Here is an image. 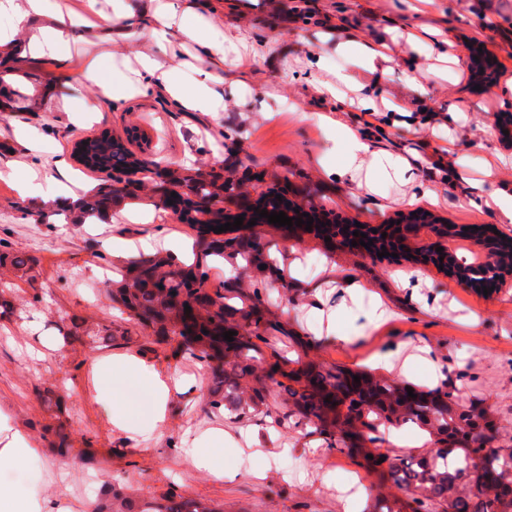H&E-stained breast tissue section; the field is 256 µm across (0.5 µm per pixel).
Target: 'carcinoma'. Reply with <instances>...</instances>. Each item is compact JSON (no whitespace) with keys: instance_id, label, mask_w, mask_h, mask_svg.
Wrapping results in <instances>:
<instances>
[{"instance_id":"1","label":"carcinoma","mask_w":512,"mask_h":512,"mask_svg":"<svg viewBox=\"0 0 512 512\" xmlns=\"http://www.w3.org/2000/svg\"><path fill=\"white\" fill-rule=\"evenodd\" d=\"M74 155L88 168L109 173L94 194L81 201L83 215L101 216L104 209L134 197L152 181L156 206L170 210L195 231L190 261L178 262L160 252L142 253L106 281L107 299L128 314L129 320L155 337L176 342L173 355L199 360L214 375L209 405L250 417L262 413L284 427L305 426V435L318 436L329 448L347 451L366 470L377 474L394 493L378 498L373 512H512V448L494 446L500 427L473 400L459 396L448 383L413 390L396 379L376 377L362 370L326 366L313 360L289 359L274 350L263 354L268 335L280 333L308 352L320 342L288 332L281 316L271 309L262 284L300 293L275 266L273 246L244 231L226 238L210 227L241 216L243 223L267 219L259 211H292L314 219L311 234L323 237L321 223L336 224V214L315 200L304 210L288 198L290 180L279 181L257 198L241 192L240 182L221 171L201 167L187 173L156 159L138 156L122 140L104 132L79 140ZM177 197H171V193ZM281 199H276V196ZM173 204H167L168 200ZM232 204L235 210L224 207ZM233 253L256 273L252 288L241 285L209 288V271L224 253ZM16 271L34 269L38 259L25 254L0 255V266ZM266 269H260V266ZM191 311L185 312L184 306ZM235 331L234 341L223 333ZM201 339H196V336ZM360 377L355 382L354 377ZM285 395V411L269 406L272 389ZM414 425L429 437L416 455L384 451V431ZM372 458H367V455ZM94 512H218L209 505L173 493L160 497L112 490V500L98 502Z\"/></svg>"}]
</instances>
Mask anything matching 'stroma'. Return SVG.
I'll use <instances>...</instances> for the list:
<instances>
[{
	"label": "stroma",
	"mask_w": 512,
	"mask_h": 512,
	"mask_svg": "<svg viewBox=\"0 0 512 512\" xmlns=\"http://www.w3.org/2000/svg\"><path fill=\"white\" fill-rule=\"evenodd\" d=\"M237 0H221L219 21L239 27L254 38L273 40L276 49L259 59L252 74L224 72V109L201 124L156 98L135 97L86 117L66 111L56 101L50 118L25 105L26 82L66 83L50 62L38 60L17 77L12 111L0 112V169L23 159L31 148L42 156L64 152L70 156L71 178L79 185H97L104 172L86 168L72 153L75 142L106 132L126 137L138 128L150 140L149 151L165 163L183 169L200 163L220 165L235 157L233 179L244 189L258 192L262 182L291 173L297 190L319 189L321 202L337 215L363 224H380L404 211L403 200L417 195L418 209L448 223L485 226L512 236V223L481 205L471 192L475 180L491 178L512 188V167H493L495 153L512 147L503 141L498 116L512 114L498 87L512 82V0H252L240 10ZM420 21L441 29L448 52L455 56L457 80L442 70L432 71L425 90L405 86L401 72L412 56L406 32ZM383 40L390 46L391 70L384 79L386 92L403 100L405 113H386L387 132H380L373 116L351 112L345 119L367 132L371 150L397 148L413 154L412 182L378 183L373 189L343 186L330 175L337 160L331 152L332 131L309 117L328 110L331 99L315 95L307 84V57L319 53L325 67L344 69L358 81L366 76L337 46L349 34ZM499 64L498 78L483 90L471 79L470 55L474 48ZM463 106L460 122L446 120L449 110ZM223 125L225 142H212L213 125ZM23 199L14 181L0 179V252H22L37 257L33 270H0V298L11 302V313L0 316V421L20 430L41 450L39 473L28 476L31 489L50 497L56 485L93 506L95 481L127 492L158 496L183 494L223 508L224 512H343L351 478L369 488H380L377 475L335 449L320 448L318 437L302 429H272L269 418L251 420L256 445L276 449L274 458L259 461L267 477L258 481L241 474L232 482H217L180 463L175 448L186 431L213 426L226 429L234 420L221 417L208 404L211 371L192 358H172L169 345L156 342L146 331L113 309L100 276L104 267L129 257L127 241L152 232L149 224L117 218L103 224H80L72 211L55 200L40 211H22ZM300 265L294 276L314 280L324 261L342 272L362 277L369 294L347 301L338 309L330 345L316 357L326 365L373 370L374 352L405 345L415 357L409 383L431 389L428 362L417 357L429 347L444 364L459 395L480 399L500 423L498 446H512V279L483 293L461 285L433 265L405 259H369L330 248L306 235L293 239ZM420 273L417 294L398 288L404 272ZM384 303L390 319L369 325L368 313ZM107 326L109 343H90L88 333ZM139 353L152 363L202 375L203 390L175 400L164 427H153L144 400L134 404L137 427L146 432L143 452L131 449L113 435L102 407L85 393L94 379V365L107 355ZM64 425L70 456L66 473L46 426ZM93 452L98 464L86 468L82 452ZM332 475L322 486V475Z\"/></svg>",
	"instance_id": "35a3bbf8"
}]
</instances>
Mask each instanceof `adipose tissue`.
<instances>
[{
    "mask_svg": "<svg viewBox=\"0 0 512 512\" xmlns=\"http://www.w3.org/2000/svg\"><path fill=\"white\" fill-rule=\"evenodd\" d=\"M214 0H117L106 11L102 0H0V79L10 80L14 62L43 59L63 70L76 69L91 97L70 101V112H100L131 95H152L179 112L212 115L224 109V69L250 74L261 56L274 51L270 41L249 44L241 29H224L214 22ZM428 26L413 29L409 40L416 55L403 70L407 86L420 85L429 62L448 55L447 40H432ZM135 41V62L118 70L117 49ZM342 53L356 58L371 83L358 99H338L330 115L318 122L332 126L341 160L334 168L345 185L372 187L378 179H403L411 167L406 156L389 150L371 151L365 137L341 119L342 113L375 112L381 94L380 79L388 73L389 47L382 41L348 37ZM124 378L144 387L154 425L165 424L173 401L186 391L203 386L201 377L148 363L135 355L102 358L93 382L94 397L104 401L114 381ZM253 446L251 426L240 421L233 430L213 427L183 441L181 459L194 471L217 480L235 477L224 464L225 442ZM39 453L29 438L0 422V512H45V501L25 484L14 481L16 472L37 468Z\"/></svg>",
    "mask_w": 512,
    "mask_h": 512,
    "instance_id": "adipose-tissue-1",
    "label": "adipose tissue"
}]
</instances>
